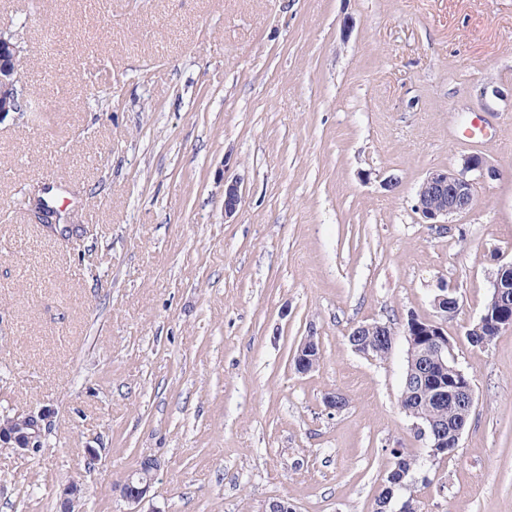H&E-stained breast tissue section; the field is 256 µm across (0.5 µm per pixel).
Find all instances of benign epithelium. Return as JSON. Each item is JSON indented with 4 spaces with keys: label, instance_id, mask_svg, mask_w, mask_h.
I'll return each mask as SVG.
<instances>
[{
    "label": "benign epithelium",
    "instance_id": "obj_1",
    "mask_svg": "<svg viewBox=\"0 0 512 512\" xmlns=\"http://www.w3.org/2000/svg\"><path fill=\"white\" fill-rule=\"evenodd\" d=\"M21 52L17 33L0 31V119L10 112L25 110V96L21 89L18 56ZM498 171L480 154L463 158L457 168L435 170L422 180L416 191L415 210L431 224H447L449 220L471 211L475 205V189L480 181L493 179ZM242 202L238 181L224 183V217H232ZM494 314H482L480 320L491 335L512 328V295L501 286L499 279L492 282ZM456 290L443 285L434 296L435 319L411 316L403 327L407 343L408 372L417 376L421 385L431 387L434 400L448 396L468 406L475 402L470 378L455 366L448 365V336L444 323L448 312L456 309ZM352 335L359 339L380 338L387 351H392L395 331L387 323L375 321L360 323ZM320 347L315 337H306L297 347V368L300 373L313 370L320 362ZM404 413L412 420L417 434L429 440V454L443 447L446 426L416 411L406 408ZM55 411L47 406L32 407L18 414L0 416V446L17 448L29 456H39L53 426ZM153 478L140 477V471H130L119 484L120 495L130 506L129 512H142L141 506L149 501ZM81 495L76 482L66 484L60 496V512H75ZM260 512H297L294 504L281 497L262 504Z\"/></svg>",
    "mask_w": 512,
    "mask_h": 512
}]
</instances>
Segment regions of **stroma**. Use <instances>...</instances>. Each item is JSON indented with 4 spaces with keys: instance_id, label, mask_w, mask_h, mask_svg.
Returning <instances> with one entry per match:
<instances>
[{
    "instance_id": "1",
    "label": "stroma",
    "mask_w": 512,
    "mask_h": 512,
    "mask_svg": "<svg viewBox=\"0 0 512 512\" xmlns=\"http://www.w3.org/2000/svg\"><path fill=\"white\" fill-rule=\"evenodd\" d=\"M1 29L39 108L0 119V410L55 417L41 457L0 447V512L71 481L127 512L145 456L156 512H373L394 448L426 460L422 512H512V329L466 338L512 261V0H0ZM472 153L498 178L425 223L422 179ZM43 187L70 234L23 211ZM443 284L476 399L430 462L400 332ZM374 321L381 361L348 343ZM351 336H356L359 338V341H362V339L366 337L363 343L368 342L375 336L380 337V339L385 343L387 351L380 344L372 343L369 347L368 354L372 359L383 360L386 357V353L387 355L391 353L395 343L396 334L389 324L375 321L372 323H361L356 325L353 328ZM351 336L349 335L350 346H352L350 343ZM316 341L315 337L308 336L298 345L296 349L298 373H307L319 364L321 352L318 341L315 345ZM143 463L151 469L152 475L150 478H142L139 474L142 472V468L137 471H130L119 484L120 495L123 500L132 508L129 512H144L141 506L150 499V491L152 488L153 475L160 468V463L155 458H143ZM146 475L142 472V476Z\"/></svg>"
}]
</instances>
